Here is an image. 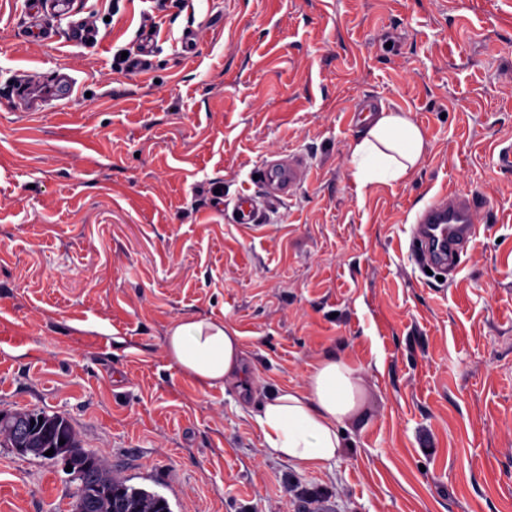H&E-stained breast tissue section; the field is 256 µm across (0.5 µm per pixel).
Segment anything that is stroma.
Masks as SVG:
<instances>
[{
  "label": "stroma",
  "instance_id": "stroma-1",
  "mask_svg": "<svg viewBox=\"0 0 512 512\" xmlns=\"http://www.w3.org/2000/svg\"><path fill=\"white\" fill-rule=\"evenodd\" d=\"M28 42L0 0V411L71 423L117 480L171 512H512V0H78ZM151 26L153 66L128 71ZM76 80L32 114L22 73ZM401 111L423 154L363 187L352 110ZM304 159L293 195L254 171ZM480 203L446 280L410 225L440 191ZM233 325L248 393L186 376L165 331ZM360 370L363 419L331 467L264 445L254 395L302 385L323 356ZM63 463L0 434V512H73ZM233 210L236 223L251 224L258 210V201L254 195L243 192L237 198Z\"/></svg>",
  "mask_w": 512,
  "mask_h": 512
}]
</instances>
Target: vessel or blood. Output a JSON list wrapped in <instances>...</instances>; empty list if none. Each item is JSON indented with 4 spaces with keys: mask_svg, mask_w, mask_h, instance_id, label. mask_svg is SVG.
<instances>
[{
    "mask_svg": "<svg viewBox=\"0 0 512 512\" xmlns=\"http://www.w3.org/2000/svg\"><path fill=\"white\" fill-rule=\"evenodd\" d=\"M75 0H35V14L48 13L58 18H68L78 38L95 43L101 36L88 21L76 18ZM74 89V80L62 76L54 88H47L27 75L17 80L11 90L16 107L36 111L52 100L66 99ZM267 193L274 197L290 195L306 175V166L294 158L265 163L257 172ZM478 202L474 197L461 193H439L433 196L417 213L411 230L410 250L420 267L447 269L455 256L470 244L477 234L476 214ZM258 210L254 195L240 194L234 205L235 220L240 224L253 223Z\"/></svg>",
    "mask_w": 512,
    "mask_h": 512,
    "instance_id": "1",
    "label": "vessel or blood"
}]
</instances>
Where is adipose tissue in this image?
Segmentation results:
<instances>
[{
  "label": "adipose tissue",
  "mask_w": 512,
  "mask_h": 512,
  "mask_svg": "<svg viewBox=\"0 0 512 512\" xmlns=\"http://www.w3.org/2000/svg\"><path fill=\"white\" fill-rule=\"evenodd\" d=\"M420 127L401 112H380L352 150L353 176L363 186L403 180L423 151ZM168 357L193 380L234 386L245 376L242 334L231 324L195 315L167 329ZM360 371L348 362L320 360L304 385L265 394L256 428L271 452L294 461L299 471L321 469L340 454L341 432L356 425L363 407Z\"/></svg>",
  "instance_id": "adipose-tissue-1"
}]
</instances>
